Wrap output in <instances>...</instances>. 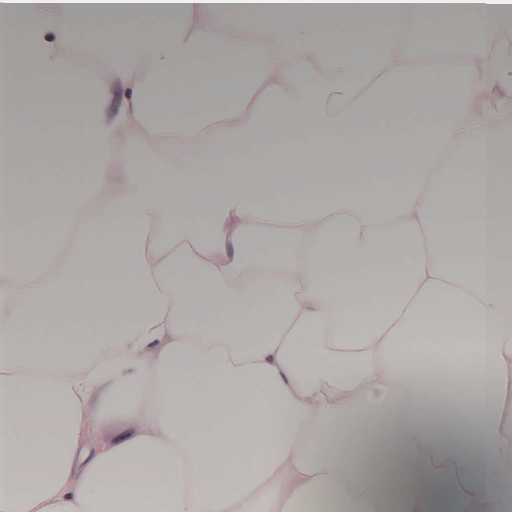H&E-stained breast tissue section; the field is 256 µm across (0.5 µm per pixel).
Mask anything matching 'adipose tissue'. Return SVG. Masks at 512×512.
Instances as JSON below:
<instances>
[{"label":"adipose tissue","mask_w":512,"mask_h":512,"mask_svg":"<svg viewBox=\"0 0 512 512\" xmlns=\"http://www.w3.org/2000/svg\"><path fill=\"white\" fill-rule=\"evenodd\" d=\"M23 2L0 512H512V0Z\"/></svg>","instance_id":"adipose-tissue-1"}]
</instances>
